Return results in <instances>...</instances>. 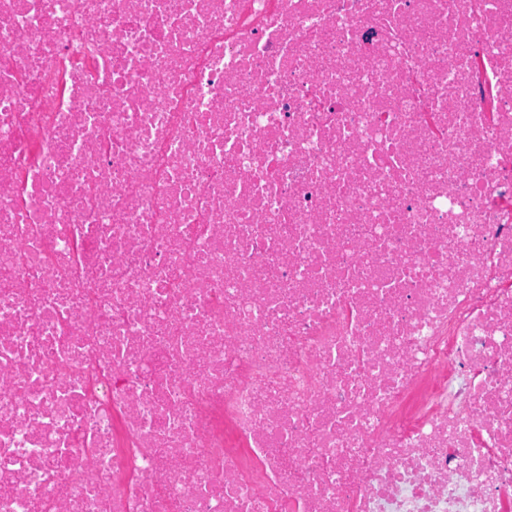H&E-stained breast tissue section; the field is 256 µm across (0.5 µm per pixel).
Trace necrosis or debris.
Wrapping results in <instances>:
<instances>
[{
	"mask_svg": "<svg viewBox=\"0 0 512 512\" xmlns=\"http://www.w3.org/2000/svg\"><path fill=\"white\" fill-rule=\"evenodd\" d=\"M0 512H512V0H0Z\"/></svg>",
	"mask_w": 512,
	"mask_h": 512,
	"instance_id": "obj_1",
	"label": "necrosis or debris"
}]
</instances>
